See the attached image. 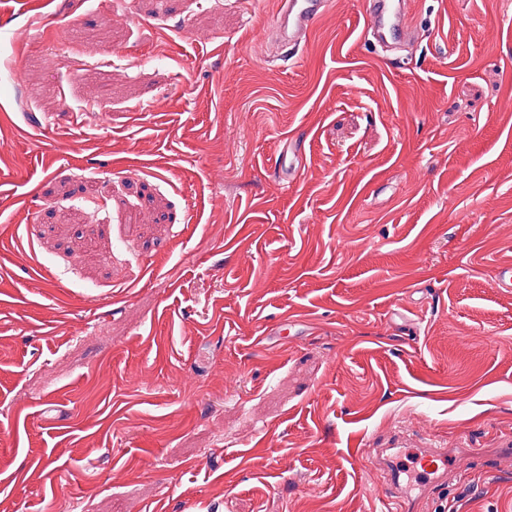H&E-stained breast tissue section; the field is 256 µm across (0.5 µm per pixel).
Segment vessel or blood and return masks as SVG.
I'll return each mask as SVG.
<instances>
[{
	"mask_svg": "<svg viewBox=\"0 0 512 512\" xmlns=\"http://www.w3.org/2000/svg\"><path fill=\"white\" fill-rule=\"evenodd\" d=\"M413 4L414 0H367L361 33L363 42L385 52L411 49L419 39ZM327 7L328 0H279L274 40L278 58H287L298 51ZM403 448L410 449L415 464L420 467L418 485L421 492L447 485L453 477L455 470L449 463L447 449L416 448L408 435L392 434L386 447L377 449L373 457V468L383 474L386 480L384 496L391 503L408 499L397 459Z\"/></svg>",
	"mask_w": 512,
	"mask_h": 512,
	"instance_id": "obj_1",
	"label": "vessel or blood"
}]
</instances>
